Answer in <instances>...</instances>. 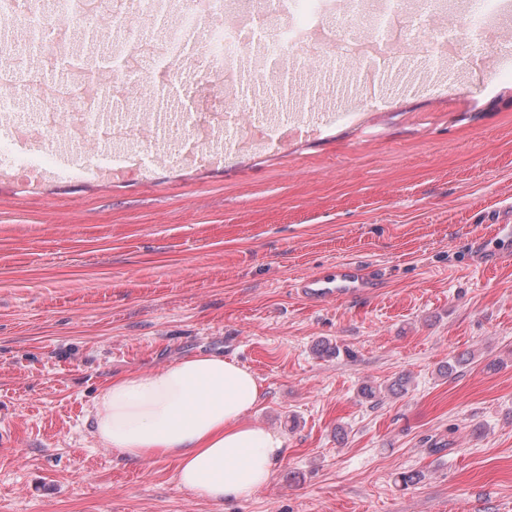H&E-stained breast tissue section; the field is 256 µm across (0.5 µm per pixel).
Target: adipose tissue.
Segmentation results:
<instances>
[{
  "label": "adipose tissue",
  "instance_id": "obj_1",
  "mask_svg": "<svg viewBox=\"0 0 512 512\" xmlns=\"http://www.w3.org/2000/svg\"><path fill=\"white\" fill-rule=\"evenodd\" d=\"M262 388L249 369L217 354L187 355L114 379L86 418L98 445L124 459L175 461L182 488L212 502L246 499L266 486L284 438L250 422Z\"/></svg>",
  "mask_w": 512,
  "mask_h": 512
}]
</instances>
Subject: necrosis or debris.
<instances>
[{
    "label": "necrosis or debris",
    "instance_id": "1",
    "mask_svg": "<svg viewBox=\"0 0 512 512\" xmlns=\"http://www.w3.org/2000/svg\"><path fill=\"white\" fill-rule=\"evenodd\" d=\"M323 0H291V21L269 27L267 16L273 10L272 0H248L247 4L229 8L226 0H190L179 22L169 26L165 47L159 64L183 71H193L196 58L185 42L184 32L198 27L202 21L215 20L205 51L209 57L224 60L210 79L195 81L189 95L190 110L184 115L183 127L193 141L192 147L174 144L173 151L186 164L208 156L205 148L214 129L223 127V109L247 113V120L234 124L230 143L237 152H248L275 140L287 143L293 134L302 130L316 131L317 120L290 119L285 123L263 120L253 112L241 95L236 76V63L241 54L259 46L267 53L280 55L295 50L302 66L311 73L322 72L330 63L328 49L335 36L329 31L315 29L311 20L322 9ZM342 15L351 33L347 42L350 60L365 61L381 56L384 45L396 49L399 58L417 61L450 60L454 65L463 62L466 43H474L485 51L486 67H494L499 49L511 42L500 26L501 6L498 0H460L455 11H448L446 0H402L397 8L380 9L377 0H344ZM43 105L52 111L64 112L66 124L57 127L55 121L43 124V136L55 138L58 133L77 143L95 141L97 131L87 120L80 101L59 102L44 99Z\"/></svg>",
    "mask_w": 512,
    "mask_h": 512
}]
</instances>
